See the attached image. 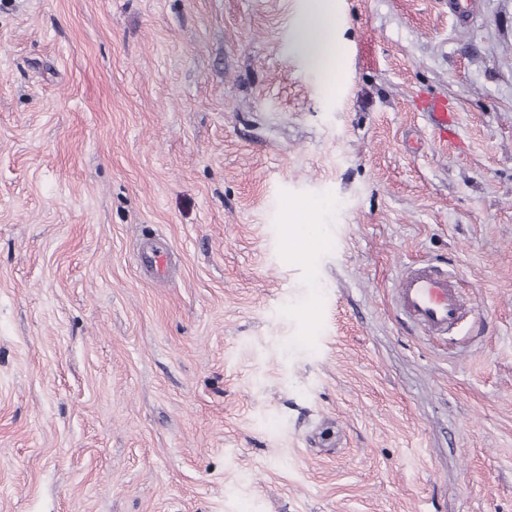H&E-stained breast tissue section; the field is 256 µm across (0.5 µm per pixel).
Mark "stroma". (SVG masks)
<instances>
[{
	"label": "stroma",
	"mask_w": 512,
	"mask_h": 512,
	"mask_svg": "<svg viewBox=\"0 0 512 512\" xmlns=\"http://www.w3.org/2000/svg\"><path fill=\"white\" fill-rule=\"evenodd\" d=\"M447 2L337 0L331 76L301 0H0V512H512V0ZM416 108L429 119L440 143L458 147L455 136L456 109L448 99L439 96L419 98ZM459 275L432 265L410 267L396 290L404 314L425 332L445 334L469 312L458 288Z\"/></svg>",
	"instance_id": "35a3bbf8"
}]
</instances>
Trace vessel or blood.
<instances>
[{
	"instance_id": "b4317fda",
	"label": "vessel or blood",
	"mask_w": 512,
	"mask_h": 512,
	"mask_svg": "<svg viewBox=\"0 0 512 512\" xmlns=\"http://www.w3.org/2000/svg\"><path fill=\"white\" fill-rule=\"evenodd\" d=\"M416 108L431 122L440 143L456 144V109L443 97L418 99ZM458 274L432 265L410 267L396 290L404 314L425 332L444 334L459 324L469 308L458 288Z\"/></svg>"
}]
</instances>
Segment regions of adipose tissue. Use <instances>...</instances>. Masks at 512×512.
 I'll return each instance as SVG.
<instances>
[{"instance_id":"ef3b65f1","label":"adipose tissue","mask_w":512,"mask_h":512,"mask_svg":"<svg viewBox=\"0 0 512 512\" xmlns=\"http://www.w3.org/2000/svg\"><path fill=\"white\" fill-rule=\"evenodd\" d=\"M294 45L310 61L335 70L336 0H304L294 22Z\"/></svg>"}]
</instances>
